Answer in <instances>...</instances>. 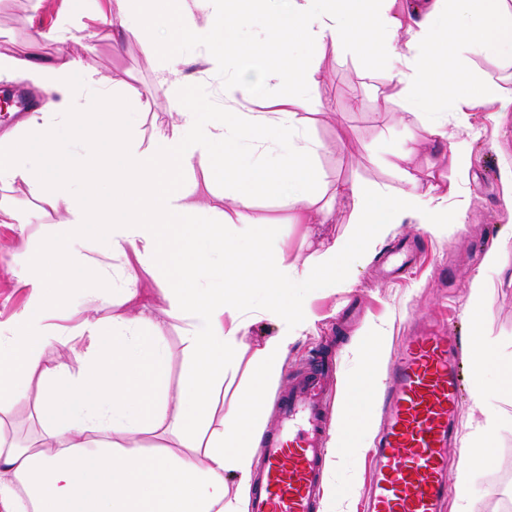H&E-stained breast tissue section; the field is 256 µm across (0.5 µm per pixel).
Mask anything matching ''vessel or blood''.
<instances>
[{
    "instance_id": "b4317fda",
    "label": "vessel or blood",
    "mask_w": 512,
    "mask_h": 512,
    "mask_svg": "<svg viewBox=\"0 0 512 512\" xmlns=\"http://www.w3.org/2000/svg\"><path fill=\"white\" fill-rule=\"evenodd\" d=\"M465 395L456 337L428 324L404 337L390 368L363 512H445L448 450ZM334 392L319 364L276 391L249 512H319Z\"/></svg>"
}]
</instances>
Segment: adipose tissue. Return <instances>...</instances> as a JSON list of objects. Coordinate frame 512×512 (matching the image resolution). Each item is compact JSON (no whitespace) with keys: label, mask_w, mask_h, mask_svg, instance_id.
Returning a JSON list of instances; mask_svg holds the SVG:
<instances>
[{"label":"adipose tissue","mask_w":512,"mask_h":512,"mask_svg":"<svg viewBox=\"0 0 512 512\" xmlns=\"http://www.w3.org/2000/svg\"><path fill=\"white\" fill-rule=\"evenodd\" d=\"M259 12L263 36L240 42ZM106 21L119 40L146 42L167 27L201 48L227 70L224 109L211 111L207 90L188 95L177 67L162 68L157 89L175 118L145 147L135 131L144 104L132 87L79 58L50 65L35 52L0 54V74L23 70L49 94L78 81L95 95L90 105L74 99L55 121L30 118L33 137L0 136V185L27 187L59 215L46 225L37 258L24 261L29 304L0 327V512H248L265 387L313 322L305 299L290 304L284 293L316 280L350 282L372 257L381 227L412 215L445 223L455 190L448 178L397 194L340 181L323 196L316 167L323 145L302 116L322 77L319 49L363 57L380 47L374 75L412 108L433 113L447 104L455 127L434 122L429 133L449 140L460 170L469 156L468 113L512 110V90L461 55L512 68V0H416L411 8L405 0H112ZM298 39L307 51L288 54ZM250 66L260 68L259 80L241 79ZM268 86L276 93L265 111H242ZM65 129L71 137L63 143ZM218 184L231 190L232 213L203 199ZM262 195L283 200L297 224L328 223L335 201L351 202L350 232L290 263L284 250L265 245L266 221L254 213ZM145 273L158 274L164 313L182 330L186 369L174 395L166 336L142 310ZM74 308L86 317L70 326ZM258 315L278 332L252 357L253 385L227 417L217 398ZM60 348L68 360L55 358ZM356 348L363 371L347 384L345 406L384 388L381 337ZM494 365L493 351L475 339L471 392L482 418L456 469V512H476L472 472L494 462L500 426L491 399L512 389V367L495 378ZM22 405L36 427L26 440L18 436ZM144 435L165 444L144 452Z\"/></svg>","instance_id":"obj_1"}]
</instances>
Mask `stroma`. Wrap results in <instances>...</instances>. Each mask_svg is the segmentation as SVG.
Listing matches in <instances>:
<instances>
[{"instance_id": "obj_1", "label": "stroma", "mask_w": 512, "mask_h": 512, "mask_svg": "<svg viewBox=\"0 0 512 512\" xmlns=\"http://www.w3.org/2000/svg\"><path fill=\"white\" fill-rule=\"evenodd\" d=\"M108 9V0H83L74 11L66 0H0V53L23 59L34 50L51 64L79 56L101 74L135 85L152 101L138 127L145 143L154 127L171 121L170 109L155 86V73L162 66L177 63L189 88L211 90L215 111H223V70L184 50L183 38L175 32L166 43L151 47L134 39L116 43L111 26L102 20ZM319 61L323 77L312 93L307 118L312 134L325 145L317 161L322 187L355 180L395 193L405 187L398 175L402 169L422 184L433 175H452L448 141L429 134L427 115L412 111L397 87L375 78L364 60L351 55L327 48ZM23 88L37 93V112L44 117L63 111L71 96L89 94L86 88L68 87L50 96L23 71L0 75V96ZM467 122L471 160L456 194L448 200L449 213L463 214V221L428 227L409 219L385 227L373 258L359 269L352 284L333 289L315 282L305 288L316 321L289 348L268 392L286 388L321 346L335 359L333 387L343 391L347 378L361 370L355 351L359 337H382L383 360L389 363L395 360L402 337L424 320L459 336L463 357H470L471 337L478 333L493 345L501 365L512 364V243H506L502 268L486 276L480 328H473L467 316L448 313L451 300L466 303L484 253L512 233V204L505 201L500 185L502 168L512 165V112L502 118L489 109L472 112ZM1 198L13 200L21 216L31 219L24 226L0 225V324L5 325L29 299L28 289L18 284L19 254L39 240L44 224L54 218H32L35 201L26 187H0ZM256 212L268 219L272 244L284 248L289 260L301 263L327 241L346 234L351 206L336 204L327 224L291 223L287 207L269 197L259 199ZM404 239L416 243L419 261L412 271L394 279L387 274L385 259ZM277 331L276 322L265 318L251 325L247 348L224 380L225 412H232L238 395L251 386L249 361ZM493 405L502 423L495 461L475 469L473 481L480 512H512V392H501ZM368 475L364 454L349 455L341 467L325 470L326 482L347 497L351 512H361Z\"/></svg>"}]
</instances>
